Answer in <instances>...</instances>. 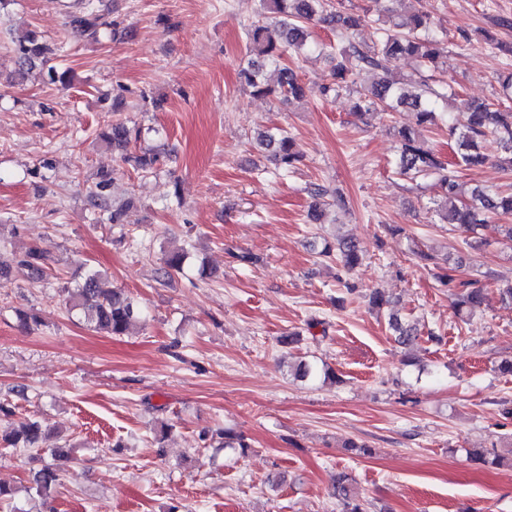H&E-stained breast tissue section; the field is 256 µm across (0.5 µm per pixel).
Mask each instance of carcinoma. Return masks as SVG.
Instances as JSON below:
<instances>
[{
    "instance_id": "cac0c4a2",
    "label": "carcinoma",
    "mask_w": 512,
    "mask_h": 512,
    "mask_svg": "<svg viewBox=\"0 0 512 512\" xmlns=\"http://www.w3.org/2000/svg\"><path fill=\"white\" fill-rule=\"evenodd\" d=\"M82 2L83 10L71 17L70 25L79 36L95 39L107 23L94 10L96 0ZM261 7L262 19L247 31L250 59L240 66L239 80L256 96L275 95L288 101L300 102L306 98L304 83L286 59L288 51H300L307 45L306 24L312 21L323 23L336 31L340 38L348 40L369 22L367 15L334 8L327 0H261ZM321 50L327 52L332 61V82L324 87L327 93L357 83L365 71L376 75L370 85L357 90L353 111L359 117L371 116L379 107L392 112L413 113L414 123L398 129L396 166L399 174L411 180L431 178L435 181L441 190L438 212L442 222L463 225L476 233L487 228L495 218L512 217V191H491L475 186L464 198L459 183L462 170L482 166L492 157L497 159L503 170L512 172V110L495 108L485 99H460L456 114L448 117V136L454 139L455 146L454 160L446 162L422 138L421 130L438 125L440 120L431 97L445 99L456 96V93L435 91L410 77L401 82L386 77L390 66L397 60L407 61L414 73L446 66L447 51L435 34L430 13L417 11L388 15L382 20L377 41L368 49L351 43L346 49L323 44ZM16 53L20 67L33 68L36 62L47 58L51 48L36 36L26 35L18 40ZM268 64L276 73L274 86L269 84L264 71ZM101 138L124 151L122 161L132 165L133 169L143 172L153 169L157 157L127 152L132 130L125 123H112ZM257 143L286 170L301 160L290 135L262 132ZM113 180L112 173H100L96 191L92 194L93 206L103 210L110 208L106 191ZM329 194L330 191L323 186L310 191L313 199L310 216L314 221H320L322 209L329 205L326 201ZM320 255L335 259L346 271L357 267L363 259L358 245L350 238H341L334 246L324 244ZM185 259L186 252L182 249L168 253L164 260V275L171 278L183 274ZM15 265L26 270L35 283H43L49 278L45 256L36 247L8 262L0 258V278L8 276ZM446 270L444 283L456 297L458 306L471 311L481 307L485 301L484 289L475 288L471 282L462 279L459 263H448ZM60 292L69 314L82 319L96 331L112 336L125 334L143 315L141 307L124 290L112 286L108 276L96 269L88 270L82 281L72 288H62ZM388 320L399 344L409 345L418 339L417 323L393 313L389 314ZM296 374L299 378L311 380L329 376L304 357L297 363ZM45 440L38 423L31 420L19 421L6 430H0V446L44 449L54 460L32 475V488L39 495L47 494L60 480L59 463L68 457L65 448H44ZM469 457L491 465H498L502 460L493 448L475 450L469 453ZM334 495L343 507L342 512H365L364 503L353 491L347 475L336 477Z\"/></svg>"
}]
</instances>
